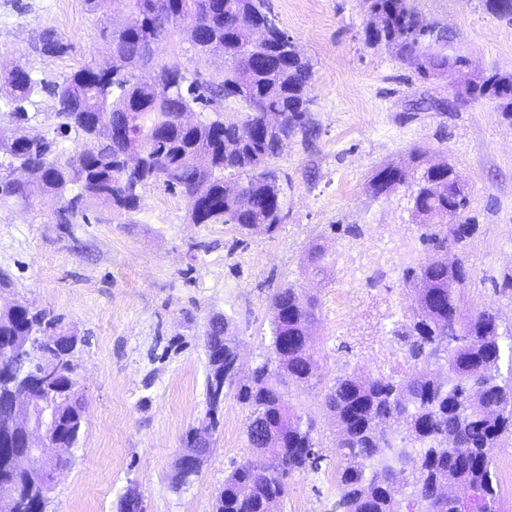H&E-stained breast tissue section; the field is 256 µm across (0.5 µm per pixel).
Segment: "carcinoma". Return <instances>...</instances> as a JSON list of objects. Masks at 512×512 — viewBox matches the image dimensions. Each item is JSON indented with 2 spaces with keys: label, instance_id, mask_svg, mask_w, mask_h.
<instances>
[{
  "label": "carcinoma",
  "instance_id": "1",
  "mask_svg": "<svg viewBox=\"0 0 512 512\" xmlns=\"http://www.w3.org/2000/svg\"><path fill=\"white\" fill-rule=\"evenodd\" d=\"M141 19L133 29L116 28L108 54L126 63L114 80L100 65H86L56 81L37 79L14 66L4 74L7 106L17 122L29 120L27 105L50 92L62 119L57 133L73 132L82 147L68 157L44 135L8 136L0 129V203L33 205L49 196L59 203V224L88 220L94 206L134 213L141 189L160 182L190 203L196 224H235L242 231L271 230L281 223L283 189L267 170L285 141L313 130L307 89L313 66L291 37L254 41L253 27L269 11L268 0H123ZM365 41L382 45L428 78L450 67L467 66L462 55L440 50L443 31L422 20L411 0H368ZM183 23L201 53L219 52L224 71L201 82L181 67L161 65L154 78L136 72L154 67L153 44L172 25ZM36 49L51 58L68 54L71 44L52 30L39 33ZM473 99L498 102L512 118V73L492 71L469 81ZM238 105L240 118H224V101ZM212 110L193 126L179 114L195 107ZM283 114L263 140L241 137L242 124L260 123L265 112ZM120 127L126 137L116 138ZM420 153L411 164H388L370 178L374 197L419 187V241L425 257L401 274L416 306L391 331L407 371L396 376L345 373L325 387L324 404L336 422V512H499L500 488L493 451L512 439V334L500 332L497 313L464 310L466 267L448 287V262L438 253L460 251L477 225L467 212L469 193L448 197V172L434 174ZM454 223H448V207ZM318 302L290 284L271 300L270 344L278 362L272 380L269 362L236 382L238 349L226 335L228 322L216 317L206 333L210 371L206 379V419L219 425L224 387L237 385V399L249 409L246 435L256 458L236 466L224 479L216 512H274L284 501L288 478L321 469L323 455L303 419L286 400L285 387L321 384L310 344ZM468 315H463V312ZM58 332L54 353L63 357L56 385L63 402L32 383L25 391L35 405L54 404L59 448H72L82 430L84 404L73 388L68 362L77 340L61 319L35 312L18 301L0 305V347L16 336ZM508 360L507 373L501 362ZM14 449L0 446V495L12 496V512H44V485L13 466Z\"/></svg>",
  "mask_w": 512,
  "mask_h": 512
}]
</instances>
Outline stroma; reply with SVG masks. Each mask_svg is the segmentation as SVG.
<instances>
[{
    "label": "stroma",
    "mask_w": 512,
    "mask_h": 512,
    "mask_svg": "<svg viewBox=\"0 0 512 512\" xmlns=\"http://www.w3.org/2000/svg\"><path fill=\"white\" fill-rule=\"evenodd\" d=\"M279 26L313 64L308 90L315 133L296 135L269 161L284 189V219L273 231L239 232L230 224H195L180 192L148 184L138 211L94 208L87 220L60 227L53 201L0 207V270L12 285L0 299L63 319L78 338L73 361L85 414L68 465L55 474L45 512H118L137 492L143 512H215L224 478L250 458L247 410L227 390L221 424L210 436L198 476L176 483L189 431L205 416L214 317L238 342L240 376L269 357L270 299L293 284L318 300L312 347L323 385L345 372L374 373L372 342L388 341L394 320L415 307L403 269L423 258L420 229L403 193L375 198L369 179L412 150L448 162L466 184L479 229L459 257L472 275L465 301L495 311L512 328V119L496 102L474 100L467 82L491 69L512 73V23L487 13L482 0H414L419 15L448 33V50L466 56L465 73L421 79L414 65L365 43L366 0H269ZM45 29L71 45L48 59L31 44ZM0 76L14 64L50 81L106 59L107 33L84 0H0ZM156 64H176L190 77L218 79L221 55L202 54L183 26L159 42ZM451 98L445 111L433 101ZM360 236L348 234L352 225ZM406 236L411 255L380 263L383 278L353 279L350 255L385 252ZM326 249L322 273L308 269L312 243ZM354 288L357 326L338 324L336 294ZM288 400L316 423L321 468L294 476L280 512H335L336 426L321 387L293 385Z\"/></svg>",
    "instance_id": "obj_1"
}]
</instances>
